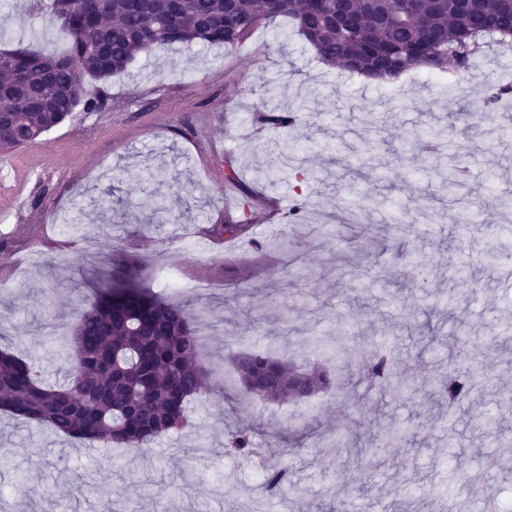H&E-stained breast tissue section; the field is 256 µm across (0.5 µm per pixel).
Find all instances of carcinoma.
Listing matches in <instances>:
<instances>
[{"mask_svg":"<svg viewBox=\"0 0 512 512\" xmlns=\"http://www.w3.org/2000/svg\"><path fill=\"white\" fill-rule=\"evenodd\" d=\"M66 10L70 23L68 49L61 56L26 48L0 51V58H21L30 69L29 92L11 97L13 120L0 127V149L36 142L63 123L82 103L84 76L106 79L123 73L140 53L153 47L196 43L233 49L257 28L280 17L292 21L296 33L326 66L342 64L370 79L387 82L416 66L468 72L489 41L512 38V5L507 0H296L287 10L280 0H143L140 11L130 0H49L47 11L59 20ZM351 11V20L336 26V17ZM300 120L298 111L270 112L267 121L288 128ZM380 201L364 196L352 204L347 224L357 246L351 249L355 270L374 256L378 240L373 225L360 219ZM249 221L214 224L211 234L221 241L245 237ZM142 258L120 256L112 274L101 278L80 308L69 334L60 344L67 365L63 385H47L33 364L0 351V409L36 421L67 436L77 446L93 448L102 441L139 451L154 438L185 427L187 404L206 389L196 366L201 337L190 314L162 301L144 286ZM458 336L448 337V377L436 391L437 402L452 410L470 399L469 374L458 368ZM243 402L275 400L277 390L261 388L257 379L275 373L311 380L328 392L344 371L341 359L325 352L299 365L270 349L245 351L234 357ZM374 387L392 382L387 355L376 351L363 369ZM403 437L395 427L379 432L369 443L398 450ZM229 450L262 456L265 445L248 427L230 432ZM288 482V470L265 471L267 494Z\"/></svg>","mask_w":512,"mask_h":512,"instance_id":"carcinoma-1","label":"carcinoma"}]
</instances>
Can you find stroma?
<instances>
[{"instance_id":"stroma-1","label":"stroma","mask_w":512,"mask_h":512,"mask_svg":"<svg viewBox=\"0 0 512 512\" xmlns=\"http://www.w3.org/2000/svg\"><path fill=\"white\" fill-rule=\"evenodd\" d=\"M43 3L0 0L1 50H65ZM427 74L416 68L386 84L324 66L280 19L231 50L157 48L126 74L84 79V97L102 110L76 109L36 143L0 154V348L63 382L56 338L90 295L105 242L147 258L146 283L160 297L170 282L187 284L180 302L195 317L209 382L189 404L192 427L140 454L105 445L79 453L72 439L0 411V512H101L107 502L114 512H254L258 500L265 512H329L348 499L359 512H459L478 497L512 500V447L494 438L512 436V404L502 401L512 392L503 269L512 222L495 204L512 198V99L486 106L495 82L512 84V54L481 56L459 89ZM263 103L300 107L301 125L262 124ZM368 112L384 134L364 143L355 129ZM447 125L468 185L491 199L470 230L457 226L435 154L418 141ZM231 171L253 207L274 215L256 238L298 244L296 268L276 252L261 265L248 244L207 241L210 225L242 215L224 197ZM300 188L311 207L295 223L288 213ZM377 193L385 203L369 219L385 250L356 280L343 261L345 230L319 214ZM79 211L86 228L74 234L61 220ZM447 298L454 307L441 321ZM436 321L437 339L423 340ZM460 329L474 394L439 421L431 406L448 374V336ZM327 334L341 335L350 368L340 394L242 406V387L230 384L237 352L284 343L303 358L310 338ZM378 348L394 380L369 393L355 371ZM247 424L269 444L262 459L224 453L228 431ZM389 424L406 444L374 480L367 441ZM281 465L288 483L266 496L262 475ZM405 488L414 492L407 508Z\"/></svg>"}]
</instances>
